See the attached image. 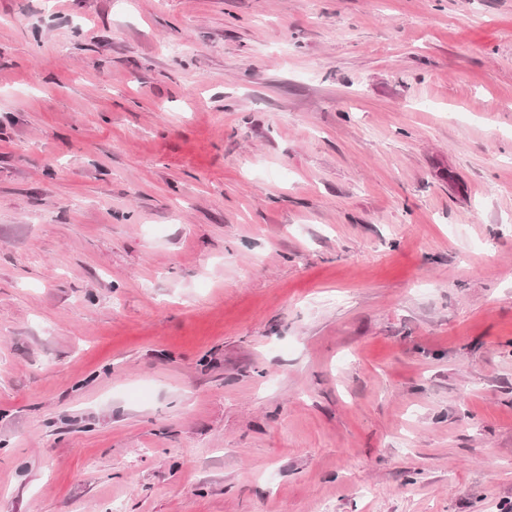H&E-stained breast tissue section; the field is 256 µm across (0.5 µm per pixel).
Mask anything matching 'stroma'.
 <instances>
[{"label": "stroma", "mask_w": 512, "mask_h": 512, "mask_svg": "<svg viewBox=\"0 0 512 512\" xmlns=\"http://www.w3.org/2000/svg\"><path fill=\"white\" fill-rule=\"evenodd\" d=\"M0 512H512V0H0Z\"/></svg>", "instance_id": "obj_1"}]
</instances>
